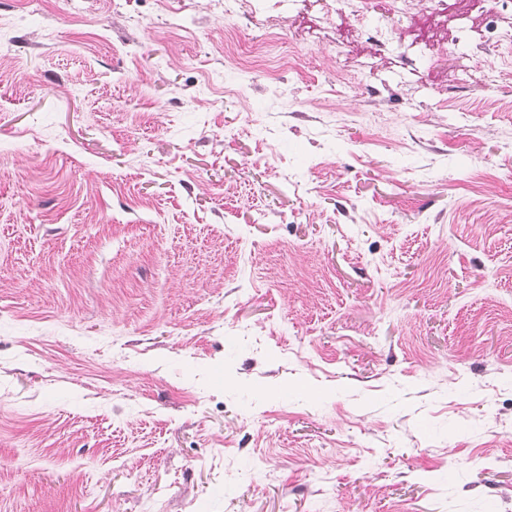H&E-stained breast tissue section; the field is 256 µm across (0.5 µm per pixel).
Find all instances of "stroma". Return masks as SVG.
Here are the masks:
<instances>
[{
	"label": "stroma",
	"instance_id": "35a3bbf8",
	"mask_svg": "<svg viewBox=\"0 0 512 512\" xmlns=\"http://www.w3.org/2000/svg\"><path fill=\"white\" fill-rule=\"evenodd\" d=\"M0 0V512H512V10Z\"/></svg>",
	"mask_w": 512,
	"mask_h": 512
}]
</instances>
